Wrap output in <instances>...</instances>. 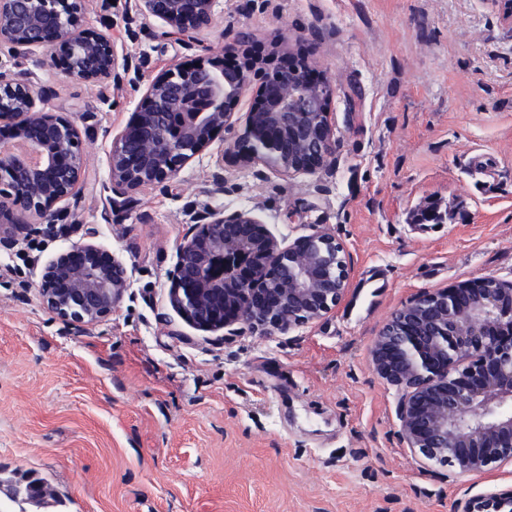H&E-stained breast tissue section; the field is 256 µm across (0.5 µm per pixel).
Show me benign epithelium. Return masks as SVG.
Returning <instances> with one entry per match:
<instances>
[{"label": "benign epithelium", "mask_w": 512, "mask_h": 512, "mask_svg": "<svg viewBox=\"0 0 512 512\" xmlns=\"http://www.w3.org/2000/svg\"><path fill=\"white\" fill-rule=\"evenodd\" d=\"M143 11L180 36L209 27L216 0H140ZM43 49L84 81L119 78L108 36L81 29L65 0H0V44ZM258 80V105L247 114L233 147L254 168L277 160L283 175L313 173L336 150L329 81L304 60L270 57L208 59L155 76L145 101L111 149V180L121 194L173 180L221 130L235 131V107ZM0 124L11 141L37 155L0 151V246L30 230V217L55 221L54 205L71 196L83 176L81 133L69 117L37 108V90L24 73L0 72ZM328 233L285 245L249 209L219 210L179 245L171 299L196 327L217 331L246 323L283 333L326 316L343 299L349 271L336 277ZM488 279L468 281L421 297L395 312L372 350L377 373L402 392L398 407L406 446L422 466L482 474L512 462V285L496 290ZM127 287L112 254L94 243L71 242L44 267L39 293L45 307L77 326L112 314ZM470 359L472 364L463 365ZM29 500L48 496L40 481H25Z\"/></svg>", "instance_id": "obj_1"}]
</instances>
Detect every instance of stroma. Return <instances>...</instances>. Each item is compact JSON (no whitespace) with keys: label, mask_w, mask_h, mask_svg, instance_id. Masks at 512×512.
<instances>
[{"label":"stroma","mask_w":512,"mask_h":512,"mask_svg":"<svg viewBox=\"0 0 512 512\" xmlns=\"http://www.w3.org/2000/svg\"><path fill=\"white\" fill-rule=\"evenodd\" d=\"M80 5L84 28L128 60L119 81L71 79L44 50L0 46L1 71L29 73L44 108L76 121L85 169L56 222L35 224L38 252L0 248V498L27 476L55 500L25 512H468L512 491L510 463L420 467L400 394L372 363L405 304L512 282V25L495 0H218L212 25L181 39L138 0ZM244 28L260 54L308 53L331 81L329 165L259 174L222 133L174 180L115 195L112 141L148 81L221 58ZM432 203L446 223H413ZM224 208L253 210L287 244L334 235L342 301L270 336L189 323L170 300L178 246ZM71 241L111 252L128 282L110 316L81 327L39 294Z\"/></svg>","instance_id":"obj_1"}]
</instances>
